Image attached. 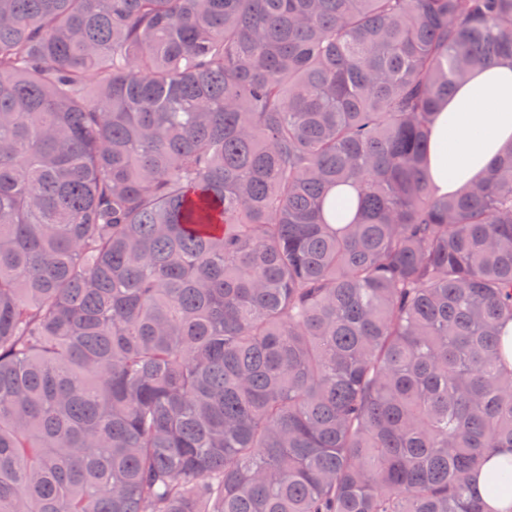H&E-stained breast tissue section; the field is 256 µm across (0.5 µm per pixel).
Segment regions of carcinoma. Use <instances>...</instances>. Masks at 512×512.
Instances as JSON below:
<instances>
[{
	"label": "carcinoma",
	"mask_w": 512,
	"mask_h": 512,
	"mask_svg": "<svg viewBox=\"0 0 512 512\" xmlns=\"http://www.w3.org/2000/svg\"><path fill=\"white\" fill-rule=\"evenodd\" d=\"M507 55L512 0H0V512H484L512 147L425 173Z\"/></svg>",
	"instance_id": "1"
}]
</instances>
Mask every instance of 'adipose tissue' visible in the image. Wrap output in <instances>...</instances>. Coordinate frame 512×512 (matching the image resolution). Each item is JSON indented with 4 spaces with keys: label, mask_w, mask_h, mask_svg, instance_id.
<instances>
[{
    "label": "adipose tissue",
    "mask_w": 512,
    "mask_h": 512,
    "mask_svg": "<svg viewBox=\"0 0 512 512\" xmlns=\"http://www.w3.org/2000/svg\"><path fill=\"white\" fill-rule=\"evenodd\" d=\"M512 145V59L471 69L433 125L429 173L438 194L451 195L482 180ZM512 451H494L484 470L472 480V491L487 512H512V492L494 493L489 475Z\"/></svg>",
    "instance_id": "obj_1"
}]
</instances>
